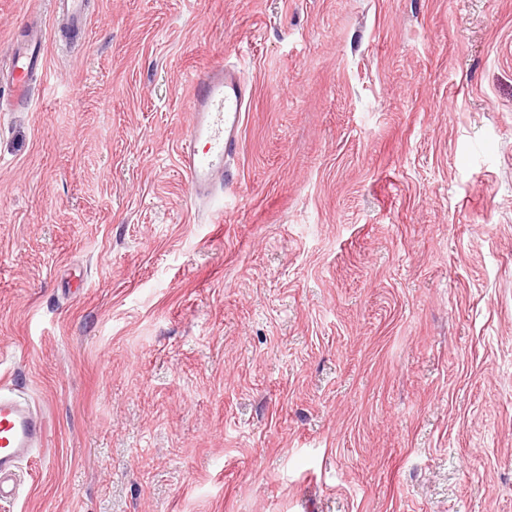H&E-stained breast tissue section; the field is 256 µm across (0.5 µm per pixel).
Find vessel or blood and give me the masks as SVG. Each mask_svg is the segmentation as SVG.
<instances>
[{"label":"vessel or blood","instance_id":"b4317fda","mask_svg":"<svg viewBox=\"0 0 512 512\" xmlns=\"http://www.w3.org/2000/svg\"><path fill=\"white\" fill-rule=\"evenodd\" d=\"M56 14L70 23L87 17L85 0H48ZM30 39L8 51V95L15 102L30 103L32 78L42 68L46 35L30 29ZM189 122L176 152L185 173L190 197L210 196L215 190L230 191L236 184L234 162L240 151V133L245 119L249 88L233 69L223 65L192 73L186 83ZM43 436L40 419L20 397L0 392V498L18 463L36 448Z\"/></svg>","mask_w":512,"mask_h":512}]
</instances>
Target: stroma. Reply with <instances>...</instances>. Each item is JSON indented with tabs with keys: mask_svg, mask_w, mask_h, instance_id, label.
Here are the masks:
<instances>
[{
	"mask_svg": "<svg viewBox=\"0 0 512 512\" xmlns=\"http://www.w3.org/2000/svg\"><path fill=\"white\" fill-rule=\"evenodd\" d=\"M0 109V512H512V0H88ZM251 87L189 199L185 79ZM43 436L40 419L20 397L0 392V498L18 463L36 448Z\"/></svg>",
	"mask_w": 512,
	"mask_h": 512,
	"instance_id": "35a3bbf8",
	"label": "stroma"
}]
</instances>
